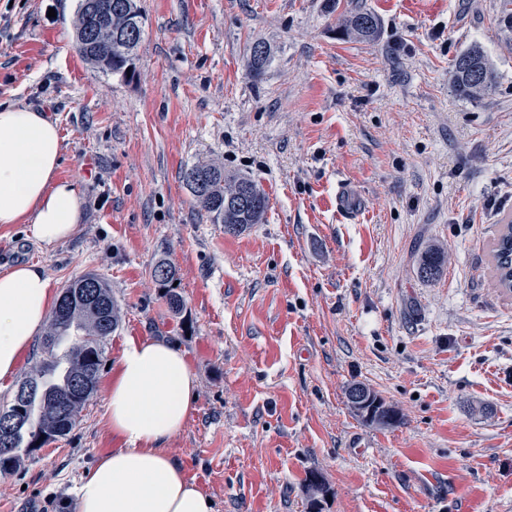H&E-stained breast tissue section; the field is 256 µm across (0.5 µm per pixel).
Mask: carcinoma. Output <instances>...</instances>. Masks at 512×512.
I'll list each match as a JSON object with an SVG mask.
<instances>
[{
	"label": "carcinoma",
	"mask_w": 512,
	"mask_h": 512,
	"mask_svg": "<svg viewBox=\"0 0 512 512\" xmlns=\"http://www.w3.org/2000/svg\"><path fill=\"white\" fill-rule=\"evenodd\" d=\"M113 0H78L75 19V48L79 55L107 74L127 75L133 66L134 52L139 42L127 43L117 31L133 22H142V11L137 0H124L127 10L112 13V33L93 34L91 24L100 8ZM379 19L370 11L355 9L347 15L344 31L364 40L377 36ZM267 60L266 47L257 42L251 47L250 68L261 70ZM452 79L456 91L476 98L489 91L494 84V70L484 50L471 46L453 61ZM184 182L194 200L214 224L224 225V232L239 235L261 223L269 199L258 183H253L257 202L225 204L244 177L224 171L215 163H199L184 172ZM448 264V251L439 244H428L418 257L416 271L424 281L440 278ZM96 283L97 305L92 306L82 297V283L87 278ZM80 276L65 288L71 294L69 306H56L46 323L40 341L41 355L21 385L29 389L27 397L13 396L1 411H15L20 420L16 444L0 457V473L17 468L25 455L44 447L48 442L67 435L79 421L90 398L77 397L71 391V382L81 372L100 373L105 357V346L118 325L120 312L112 292L101 277ZM371 418L367 422L391 426L398 420V412L386 405L375 393H370ZM66 415H60L59 407Z\"/></svg>",
	"instance_id": "carcinoma-1"
}]
</instances>
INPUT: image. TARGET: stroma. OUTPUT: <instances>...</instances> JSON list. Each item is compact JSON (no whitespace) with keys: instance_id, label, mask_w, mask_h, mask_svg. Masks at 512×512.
I'll return each instance as SVG.
<instances>
[{"instance_id":"1","label":"stroma","mask_w":512,"mask_h":512,"mask_svg":"<svg viewBox=\"0 0 512 512\" xmlns=\"http://www.w3.org/2000/svg\"><path fill=\"white\" fill-rule=\"evenodd\" d=\"M130 75L76 51L77 0H0V105L57 122V175L83 220L46 245L0 228V270L38 265L61 293L105 279L121 321L66 437L0 474V512L73 504L120 447L107 393L126 343L165 340L195 376L166 450L215 512H512V293L490 245L512 215V20L500 0H139ZM374 12L376 40L343 35ZM268 60L251 73L250 48ZM486 52L494 86H452ZM209 162L255 179L262 223L234 236L183 181ZM347 187L356 213L336 209ZM448 249L434 282L421 245ZM175 269L173 312L153 276ZM362 384L399 413L365 422ZM324 489L309 495L311 475ZM452 79L456 91L469 98H476L492 88L494 70L480 46H471L454 59Z\"/></svg>"}]
</instances>
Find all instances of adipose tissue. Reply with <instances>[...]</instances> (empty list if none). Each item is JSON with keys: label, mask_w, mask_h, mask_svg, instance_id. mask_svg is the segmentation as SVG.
<instances>
[{"label": "adipose tissue", "mask_w": 512, "mask_h": 512, "mask_svg": "<svg viewBox=\"0 0 512 512\" xmlns=\"http://www.w3.org/2000/svg\"><path fill=\"white\" fill-rule=\"evenodd\" d=\"M57 124L25 106L0 107V226L26 224L45 244L70 239L83 219L79 186L56 177ZM56 302L43 270L0 272V382L11 379ZM195 379L163 340L129 341L108 387L109 425L122 442L77 492L76 512H214L213 500L166 453L191 408Z\"/></svg>", "instance_id": "ef3b65f1"}]
</instances>
